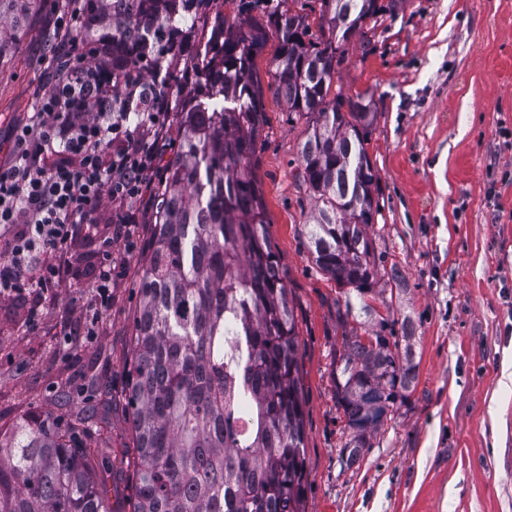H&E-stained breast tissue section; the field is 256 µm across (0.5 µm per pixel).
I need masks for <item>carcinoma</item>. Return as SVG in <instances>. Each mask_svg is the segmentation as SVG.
Segmentation results:
<instances>
[{
    "mask_svg": "<svg viewBox=\"0 0 512 512\" xmlns=\"http://www.w3.org/2000/svg\"><path fill=\"white\" fill-rule=\"evenodd\" d=\"M45 0H0V68ZM309 38L306 4L264 17L280 40L270 90L305 120L299 180L313 201L304 225L319 270L345 293L336 404L353 464L409 399L417 378L410 341L367 339L366 300L377 284L373 239L379 179L366 144L373 99L329 97L342 46L383 11L378 0H318ZM253 0L224 14L222 0H81L76 37L87 66L112 84V111L137 121L164 98L179 140L152 188L154 233L141 267L133 365L125 388L132 448L129 512H303L306 461L299 335L270 219L252 173L262 125L254 59L265 26ZM350 111L342 112L343 103ZM405 347L399 346V341ZM90 414L66 425L51 414L0 429V512H115L98 459L108 428L83 443Z\"/></svg>",
    "mask_w": 512,
    "mask_h": 512,
    "instance_id": "1",
    "label": "carcinoma"
}]
</instances>
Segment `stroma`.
<instances>
[{
	"mask_svg": "<svg viewBox=\"0 0 512 512\" xmlns=\"http://www.w3.org/2000/svg\"><path fill=\"white\" fill-rule=\"evenodd\" d=\"M376 24L345 47L335 87L374 96L367 144L379 177V212L369 229L378 289L391 316L411 320L417 384L353 465L342 463L348 430L336 407L340 293L315 265L303 235L312 209L300 188L305 121L289 120L267 88L279 40L268 29L255 57L265 112L253 172L262 190L300 339L307 482L305 512H512V0H381ZM43 10L0 72V161L54 79L44 58L59 36ZM113 227L81 239L66 283L43 296L30 325L25 309L0 304V425L34 413L83 407L108 424L112 449L132 443L121 405L105 390L127 380L143 249L117 262L112 310L92 341L59 336L91 295L84 270L97 263Z\"/></svg>",
	"mask_w": 512,
	"mask_h": 512,
	"instance_id": "35a3bbf8",
	"label": "stroma"
}]
</instances>
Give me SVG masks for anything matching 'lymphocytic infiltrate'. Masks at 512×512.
<instances>
[{"label": "lymphocytic infiltrate", "mask_w": 512, "mask_h": 512, "mask_svg": "<svg viewBox=\"0 0 512 512\" xmlns=\"http://www.w3.org/2000/svg\"><path fill=\"white\" fill-rule=\"evenodd\" d=\"M68 58V70L36 112L15 126L11 158L0 164V300L27 304L58 288L69 277L76 241L91 236L100 220L112 223L116 239L134 250L139 207L153 201L167 113L145 112L129 124L114 117L112 92L101 87L97 112L73 111L85 93L78 78L86 67L78 52ZM106 200L116 204L115 212L103 213ZM112 242L103 241L93 272L86 336L95 335L101 315L112 308Z\"/></svg>", "instance_id": "obj_1"}]
</instances>
